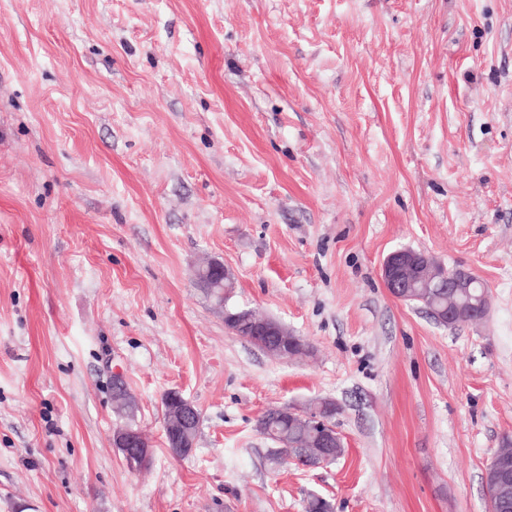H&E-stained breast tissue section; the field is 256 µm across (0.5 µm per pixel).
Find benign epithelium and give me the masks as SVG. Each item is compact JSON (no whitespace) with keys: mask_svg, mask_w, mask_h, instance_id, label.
Segmentation results:
<instances>
[{"mask_svg":"<svg viewBox=\"0 0 512 512\" xmlns=\"http://www.w3.org/2000/svg\"><path fill=\"white\" fill-rule=\"evenodd\" d=\"M381 277L389 293L402 300L410 286L417 282L434 294L448 296V304L439 310L437 318L442 323L452 324L464 316L455 303L454 296L461 288L469 286V274L463 270H451L425 251L401 249L389 254L382 263ZM229 278V271L220 261L212 260L198 268L197 285L209 290ZM236 323L237 336L263 337L275 356H286L300 339L288 331L285 325L273 318L252 316L243 311L230 315ZM163 406V429L167 447L175 456L195 447L201 422L197 407L183 394L173 388L165 391L161 398ZM280 416L300 418L320 430L316 449L302 450L298 465L305 469L326 466L335 459V449L343 447V440L332 422L336 413L335 403L321 400L308 407L285 406L276 409ZM114 447L122 450L128 468L139 472L151 462V448L143 433L130 426L117 430L113 438ZM485 479L496 489L500 507L509 506L508 489L512 485V451L504 449L494 455L484 471Z\"/></svg>","mask_w":512,"mask_h":512,"instance_id":"benign-epithelium-1","label":"benign epithelium"}]
</instances>
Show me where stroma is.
I'll return each mask as SVG.
<instances>
[{
  "label": "stroma",
  "instance_id": "35a3bbf8",
  "mask_svg": "<svg viewBox=\"0 0 512 512\" xmlns=\"http://www.w3.org/2000/svg\"><path fill=\"white\" fill-rule=\"evenodd\" d=\"M405 248L488 316L393 298ZM205 258L308 354L231 333ZM320 398L343 456L270 466L257 418ZM507 437L512 0H0V512H486ZM381 277L389 293L403 300L410 286L417 282L433 294L448 296V304L439 310L437 318L442 323L452 324L464 316L462 309L455 303L454 296L465 309L466 315L457 325L462 326L472 320H482L483 309L489 308V289L484 281L473 275L469 286V274L463 270H451L425 251L401 249L389 254L382 263ZM469 286V288H468ZM447 292V293H446ZM431 301L429 292L423 288H410L404 302L421 304L424 307ZM229 275L228 269L222 262L212 260L198 268L196 282L199 288H204L208 293L210 288H214L223 280L230 279ZM161 403L167 447L175 456H182L185 449L189 453L195 447L201 422L199 410L175 388L163 393ZM115 448H120L125 462L132 472H139L151 462V448L143 433L130 426L117 430L114 434Z\"/></svg>",
  "mask_w": 512,
  "mask_h": 512
}]
</instances>
